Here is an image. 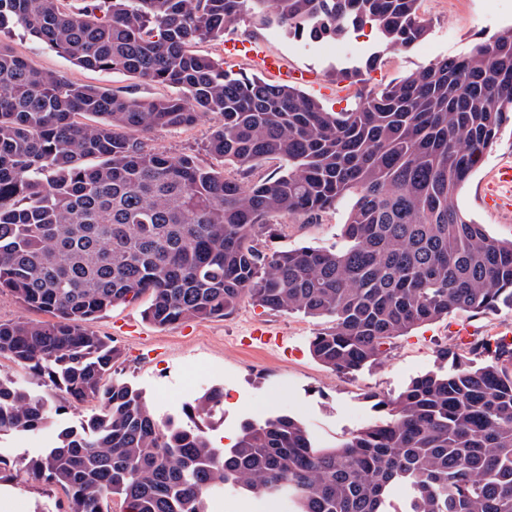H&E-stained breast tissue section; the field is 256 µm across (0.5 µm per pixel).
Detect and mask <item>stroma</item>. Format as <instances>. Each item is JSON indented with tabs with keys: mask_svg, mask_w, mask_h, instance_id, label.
<instances>
[{
	"mask_svg": "<svg viewBox=\"0 0 512 512\" xmlns=\"http://www.w3.org/2000/svg\"><path fill=\"white\" fill-rule=\"evenodd\" d=\"M421 11L430 22L427 37L405 52L386 50L377 30L348 33L339 41L295 39L279 27H261L241 20L233 34L264 42L267 50L288 66H310L318 82L302 83V90L325 108L338 111L355 107L360 88L385 86L438 60L473 49L483 38L512 27V0H422ZM0 42L24 57L34 68L60 74L68 80L99 86L122 95L142 99L167 94V87L144 82L112 70H89L74 65L48 45L21 29L0 30ZM383 54L382 64L363 72V86L337 83V68L361 64L372 52ZM221 118L207 114L189 128H156L144 140L153 149L178 157L196 155L204 164L233 175L231 167L207 154L205 146ZM512 162V131L503 130L457 198L459 207L497 238L512 239V215L489 207L483 186L496 165ZM347 218L345 206L323 214L313 223L284 217L277 237H261L267 251L300 246L334 249L340 247L341 228ZM145 300L121 305L93 319L89 327L111 338L121 356L112 370L113 378L142 390L158 417L179 415L185 403L207 389L224 391V409L202 419L201 424L216 447L229 446L241 420L288 413L302 420L312 435L334 444L379 420L371 394L398 396L417 376L438 370L440 347L458 351L450 334V323H465L473 334L512 338V310L471 315L453 312L449 320L422 326L394 340L380 364L343 375L332 372L309 351L318 322L298 315L275 312L241 303L226 318L183 322L159 328L145 321ZM254 323L269 325L287 337L286 347L260 350L242 347L240 339ZM98 410L90 399L61 410L49 427L35 432H11L0 437V512H67L68 501L58 488L21 474L22 462L51 446L63 429H78Z\"/></svg>",
	"mask_w": 512,
	"mask_h": 512,
	"instance_id": "35a3bbf8",
	"label": "stroma"
}]
</instances>
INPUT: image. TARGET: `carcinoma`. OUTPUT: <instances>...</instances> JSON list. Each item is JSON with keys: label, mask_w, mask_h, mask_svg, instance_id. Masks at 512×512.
Returning <instances> with one entry per match:
<instances>
[{"label": "carcinoma", "mask_w": 512, "mask_h": 512, "mask_svg": "<svg viewBox=\"0 0 512 512\" xmlns=\"http://www.w3.org/2000/svg\"><path fill=\"white\" fill-rule=\"evenodd\" d=\"M0 0L11 24L85 69L121 71L176 93L138 99L32 67L0 45V292L48 323H0V433L42 429L66 403H100L26 466L61 488L68 512H209L218 492L288 499L293 512H512V339L482 338L451 370L414 378L383 417L330 446L288 414L246 419L229 448L159 419L112 378L120 352L88 328L148 296L167 327L225 318L250 301L326 324L309 343L335 373L376 364L392 340L454 311L512 309V240L456 203L512 126V28L328 112L292 84L232 74L188 50L248 16L295 37L370 24L385 48L424 39L421 0ZM222 122L207 150L240 177L146 145L157 127ZM278 176L248 182L262 161ZM343 204L344 245L267 252L278 216L307 223ZM215 388L188 406L208 417Z\"/></svg>", "instance_id": "cac0c4a2"}]
</instances>
